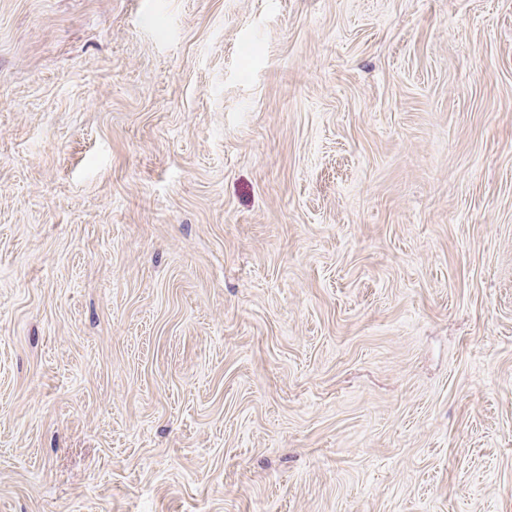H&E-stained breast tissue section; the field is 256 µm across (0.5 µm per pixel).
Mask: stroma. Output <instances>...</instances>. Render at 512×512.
<instances>
[{"label": "stroma", "instance_id": "1", "mask_svg": "<svg viewBox=\"0 0 512 512\" xmlns=\"http://www.w3.org/2000/svg\"><path fill=\"white\" fill-rule=\"evenodd\" d=\"M0 512H512V0H0Z\"/></svg>", "mask_w": 512, "mask_h": 512}]
</instances>
